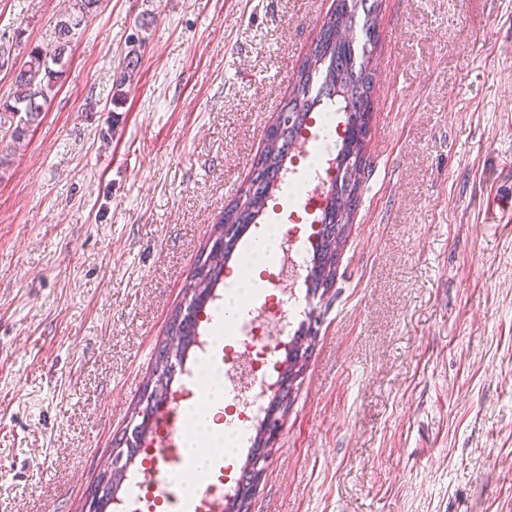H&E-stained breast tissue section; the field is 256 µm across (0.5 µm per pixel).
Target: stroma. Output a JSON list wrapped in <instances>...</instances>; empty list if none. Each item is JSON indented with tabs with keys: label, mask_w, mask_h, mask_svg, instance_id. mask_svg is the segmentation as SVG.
<instances>
[{
	"label": "stroma",
	"mask_w": 512,
	"mask_h": 512,
	"mask_svg": "<svg viewBox=\"0 0 512 512\" xmlns=\"http://www.w3.org/2000/svg\"><path fill=\"white\" fill-rule=\"evenodd\" d=\"M68 0H0L21 60ZM333 0H101L0 139V512H82ZM361 199L248 512H512V0H381Z\"/></svg>",
	"instance_id": "obj_1"
}]
</instances>
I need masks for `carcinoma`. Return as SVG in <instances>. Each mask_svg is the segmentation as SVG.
I'll use <instances>...</instances> for the list:
<instances>
[{
	"instance_id": "1",
	"label": "carcinoma",
	"mask_w": 512,
	"mask_h": 512,
	"mask_svg": "<svg viewBox=\"0 0 512 512\" xmlns=\"http://www.w3.org/2000/svg\"><path fill=\"white\" fill-rule=\"evenodd\" d=\"M100 0H73L72 10L61 15L57 21L53 38L45 45L30 48L18 64L14 79L15 92L11 99H0V134L19 140L27 130L40 120L42 109L55 94V88L62 74L66 47L74 38L76 30L85 18L98 9ZM366 0H335V6L326 16L322 28L312 43L309 53L294 74L292 90L283 107L295 114L292 130L288 136L279 137L266 134L262 152L253 163L251 178L244 193L232 205L224 209L213 233H222L224 225L244 226L254 223L264 207L266 186L278 174L282 165L279 156L289 150L296 137L307 126L309 115L320 98H342L343 112L364 122H369L371 97L373 93V48L377 43V17L369 7L363 9L364 43L358 48L353 43L336 39V32L354 26L357 8ZM365 166L364 147L356 149L354 157L345 167L340 178V187L350 188L351 204L342 224L334 236L317 244L319 263L311 271L312 288L329 291L336 281L338 246L344 229L350 223L351 212L358 202L359 175ZM224 266V255H199L186 294L196 296L211 292L220 279ZM182 307L174 309L170 316V336L185 337L188 332L183 325ZM164 385L161 376L152 374L147 379L139 398L132 408V416L141 418L140 424L147 422L140 414L156 412L163 396ZM136 445L134 436H123L116 442L115 455L110 465L104 469L98 480L108 479L117 482L126 480L124 465L116 464L121 454Z\"/></svg>"
}]
</instances>
